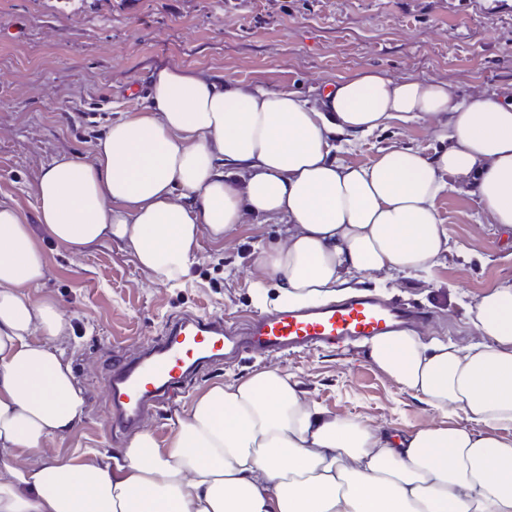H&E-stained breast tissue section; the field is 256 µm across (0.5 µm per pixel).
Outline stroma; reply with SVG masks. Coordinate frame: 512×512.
<instances>
[{
	"mask_svg": "<svg viewBox=\"0 0 512 512\" xmlns=\"http://www.w3.org/2000/svg\"><path fill=\"white\" fill-rule=\"evenodd\" d=\"M161 66L307 97L364 69L443 82L463 97H511L512 0H0V199L33 218L42 169L60 155L89 158L112 121L147 106L149 78ZM386 147L429 154L436 143L424 124L395 122L344 158L364 164ZM436 207L453 247L443 265L424 279L367 277L362 287L426 310L423 336L457 340L465 303L512 277V235L480 225L463 187ZM285 235V225L250 221L231 246L201 238L196 265L176 287L155 283L124 245L106 242L74 258L44 242L49 275L38 293L70 319L63 349L87 401L83 421L51 453L122 456L131 436L107 426L112 365L138 358L183 311L231 323L258 315L254 254ZM269 365L342 418L397 430L437 419L356 347L224 360L139 426L165 438L202 390Z\"/></svg>",
	"mask_w": 512,
	"mask_h": 512,
	"instance_id": "35a3bbf8",
	"label": "stroma"
}]
</instances>
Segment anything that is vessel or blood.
<instances>
[{"mask_svg":"<svg viewBox=\"0 0 512 512\" xmlns=\"http://www.w3.org/2000/svg\"><path fill=\"white\" fill-rule=\"evenodd\" d=\"M419 318L417 310L364 291L335 303L259 316L235 331L217 315L180 314L139 359L113 370L111 426L117 432L130 429L146 410L173 401L201 368L225 354L273 350L292 355L387 336Z\"/></svg>","mask_w":512,"mask_h":512,"instance_id":"b4317fda","label":"vessel or blood"}]
</instances>
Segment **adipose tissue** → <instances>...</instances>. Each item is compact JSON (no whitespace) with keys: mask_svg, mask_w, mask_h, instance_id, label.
I'll return each instance as SVG.
<instances>
[{"mask_svg":"<svg viewBox=\"0 0 512 512\" xmlns=\"http://www.w3.org/2000/svg\"><path fill=\"white\" fill-rule=\"evenodd\" d=\"M149 104L113 122L88 159L54 158L35 217L0 200V512H512V278L465 306L469 337L373 339L368 360L437 423L401 433L336 417L270 366L204 389L165 439L140 431L112 461L45 452L85 398L61 345L71 324L35 297L43 241L73 255L129 247L155 282L181 281L200 238L248 218L284 224L257 253V305L333 300L368 275L428 274L451 251L436 201L468 184L485 223L512 229V101L362 71L315 99L162 66ZM428 123L442 149L340 146L391 122Z\"/></svg>","mask_w":512,"mask_h":512,"instance_id":"adipose-tissue-1","label":"adipose tissue"}]
</instances>
